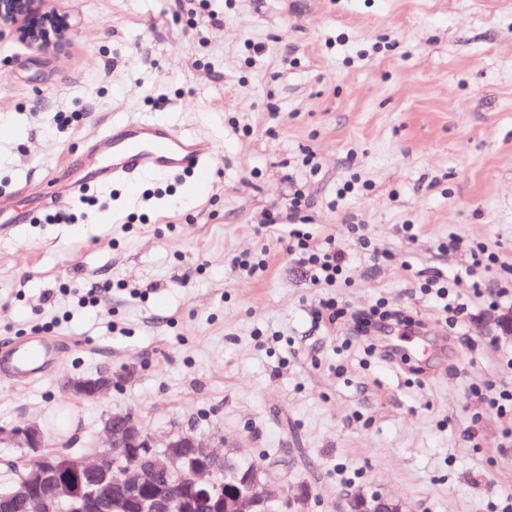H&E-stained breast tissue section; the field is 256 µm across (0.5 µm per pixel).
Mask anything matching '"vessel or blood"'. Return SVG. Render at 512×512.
Segmentation results:
<instances>
[{
    "label": "vessel or blood",
    "mask_w": 512,
    "mask_h": 512,
    "mask_svg": "<svg viewBox=\"0 0 512 512\" xmlns=\"http://www.w3.org/2000/svg\"><path fill=\"white\" fill-rule=\"evenodd\" d=\"M93 159L83 179L63 188L41 190L43 208L51 209L80 199L88 188L106 187L115 182L135 183L144 174L166 176L193 173L213 158L209 139L178 130L157 119H128L113 124L85 144ZM54 339L39 336L13 352L7 359L13 375L26 377L43 369L55 356Z\"/></svg>",
    "instance_id": "obj_1"
}]
</instances>
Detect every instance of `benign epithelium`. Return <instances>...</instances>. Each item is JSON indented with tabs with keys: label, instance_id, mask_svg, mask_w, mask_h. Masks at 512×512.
<instances>
[{
	"label": "benign epithelium",
	"instance_id": "7a95c632",
	"mask_svg": "<svg viewBox=\"0 0 512 512\" xmlns=\"http://www.w3.org/2000/svg\"><path fill=\"white\" fill-rule=\"evenodd\" d=\"M71 16L52 0H0V40L38 52L62 47L74 34ZM112 372L69 381L65 390L102 401L112 391ZM105 445L93 458L46 450L42 431L26 424L0 429V442L27 448L34 460L0 488V512H295L307 486L292 494L268 492L269 478L242 469L237 456L219 453L211 441L179 431L158 446L132 413L102 420ZM339 512H401L379 494H351Z\"/></svg>",
	"mask_w": 512,
	"mask_h": 512
}]
</instances>
